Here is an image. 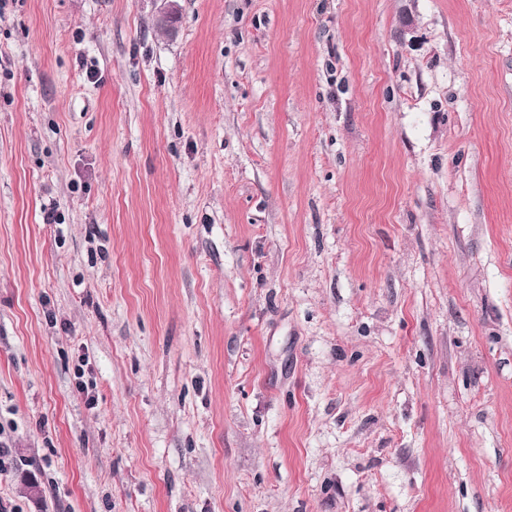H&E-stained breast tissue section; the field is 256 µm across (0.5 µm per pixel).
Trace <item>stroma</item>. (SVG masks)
<instances>
[{"mask_svg":"<svg viewBox=\"0 0 512 512\" xmlns=\"http://www.w3.org/2000/svg\"><path fill=\"white\" fill-rule=\"evenodd\" d=\"M0 5V512H512V0Z\"/></svg>","mask_w":512,"mask_h":512,"instance_id":"obj_1","label":"stroma"}]
</instances>
